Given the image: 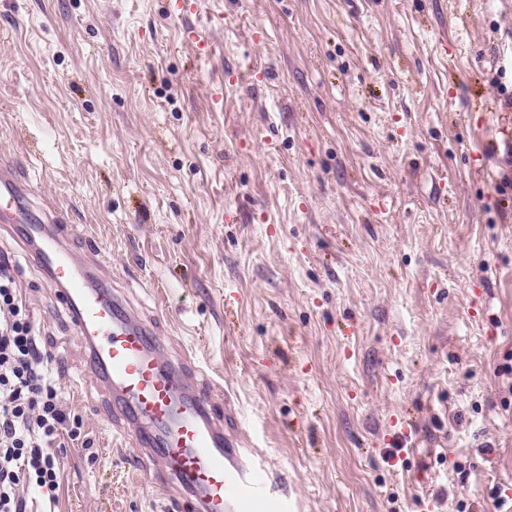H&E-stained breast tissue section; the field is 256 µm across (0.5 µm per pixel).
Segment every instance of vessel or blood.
Masks as SVG:
<instances>
[{
    "mask_svg": "<svg viewBox=\"0 0 512 512\" xmlns=\"http://www.w3.org/2000/svg\"><path fill=\"white\" fill-rule=\"evenodd\" d=\"M29 195L13 167L0 162V223L25 225L47 283L73 309L89 361L112 395L116 432L155 449L188 512H303L267 457L225 433L222 398L189 378L98 266L66 248L70 228L57 212L30 204Z\"/></svg>",
    "mask_w": 512,
    "mask_h": 512,
    "instance_id": "obj_1",
    "label": "vessel or blood"
}]
</instances>
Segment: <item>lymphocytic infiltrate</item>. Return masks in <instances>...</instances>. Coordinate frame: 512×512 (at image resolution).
Masks as SVG:
<instances>
[{"instance_id":"1","label":"lymphocytic infiltrate","mask_w":512,"mask_h":512,"mask_svg":"<svg viewBox=\"0 0 512 512\" xmlns=\"http://www.w3.org/2000/svg\"><path fill=\"white\" fill-rule=\"evenodd\" d=\"M46 356L16 279L0 264V512H28L18 492L23 484L38 490L44 512H54L61 472L53 443L77 422Z\"/></svg>"}]
</instances>
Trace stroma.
Instances as JSON below:
<instances>
[{
    "label": "stroma",
    "mask_w": 512,
    "mask_h": 512,
    "mask_svg": "<svg viewBox=\"0 0 512 512\" xmlns=\"http://www.w3.org/2000/svg\"><path fill=\"white\" fill-rule=\"evenodd\" d=\"M176 2L0 0V160L306 512H512V0ZM1 254L81 424L56 512H172Z\"/></svg>",
    "instance_id": "stroma-1"
}]
</instances>
